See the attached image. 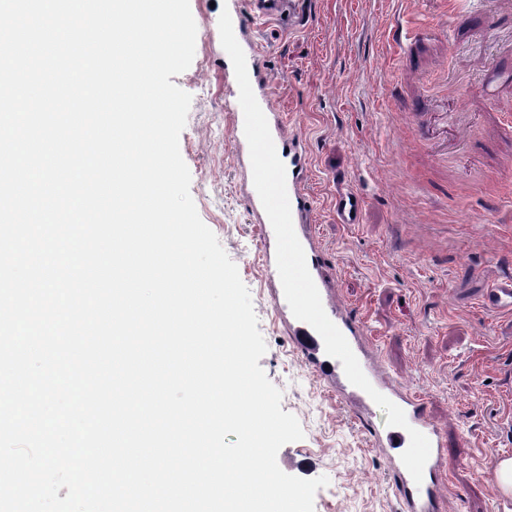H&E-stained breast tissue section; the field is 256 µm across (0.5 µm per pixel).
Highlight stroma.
<instances>
[{
  "instance_id": "35a3bbf8",
  "label": "stroma",
  "mask_w": 512,
  "mask_h": 512,
  "mask_svg": "<svg viewBox=\"0 0 512 512\" xmlns=\"http://www.w3.org/2000/svg\"><path fill=\"white\" fill-rule=\"evenodd\" d=\"M190 7L195 56L172 79L192 97L180 152L201 220L250 291L267 344L259 364L304 431L279 450L278 465L328 477L314 512H402L374 445L386 412L363 416L340 400L276 312L225 104L224 0ZM406 8L407 0H309L303 27L268 21L253 32L275 104L308 142L316 230L344 307L365 324L386 373L423 399L441 429L450 508L495 512L493 465L512 452V312L485 311L477 299L512 271V128L484 88L512 99V0H480L451 41L397 56L386 30ZM399 96L447 124L445 154L397 108ZM340 187L363 195L362 223H337Z\"/></svg>"
}]
</instances>
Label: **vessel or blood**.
<instances>
[{
	"label": "vessel or blood",
	"instance_id": "obj_1",
	"mask_svg": "<svg viewBox=\"0 0 512 512\" xmlns=\"http://www.w3.org/2000/svg\"><path fill=\"white\" fill-rule=\"evenodd\" d=\"M245 7L252 20H281L291 27H299L307 21L306 0H246ZM447 23H436L434 29L418 25L414 18L396 24L391 38L397 48H405L412 42L427 39L431 33L444 34ZM245 53L247 70L255 97L265 114L279 158L286 168V187L290 202L295 233L306 257L308 270L319 291L324 310L339 328L357 357L363 372L373 387L403 409L408 428L423 433L430 442V456L425 465L422 482H414L401 461V455L409 445L408 428L389 427L379 432L376 444L385 452L391 472L395 475L401 502L405 512H445L446 495L443 491L448 470V459L443 448L442 434L428 417L424 403L393 382L381 369L366 338L362 321L349 314L341 304L336 286L324 265V248L312 230L313 205L307 191L310 174L309 148L305 138L291 133L281 113L275 108L270 91L271 80L261 70L255 40L240 38ZM224 84L228 90L226 104L235 114L234 144L244 177H251L252 168L249 147L244 135V116L238 102V85L232 64L224 66ZM252 214L261 226L262 243L268 248L267 267L276 270V255L269 245L275 233L265 213L259 196H252ZM363 200L354 192L341 191L336 195V217L339 223H359ZM272 299L280 317L286 322L289 334L294 338L305 364L312 369L329 388L338 391L359 411H369L374 402L363 390L352 385L345 376L339 360L329 357L320 335L307 323L292 314L281 286H274ZM482 308L505 311L512 309V276L502 278L480 297Z\"/></svg>",
	"mask_w": 512,
	"mask_h": 512
}]
</instances>
